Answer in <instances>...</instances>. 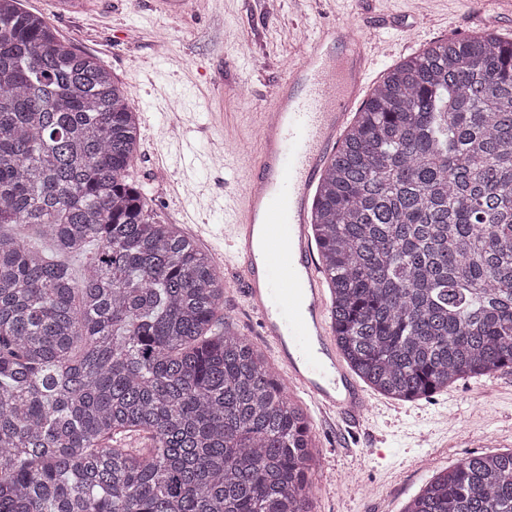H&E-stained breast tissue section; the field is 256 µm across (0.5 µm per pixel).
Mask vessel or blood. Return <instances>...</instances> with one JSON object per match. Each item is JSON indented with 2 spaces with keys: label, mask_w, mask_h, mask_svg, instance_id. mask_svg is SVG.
<instances>
[{
  "label": "vessel or blood",
  "mask_w": 512,
  "mask_h": 512,
  "mask_svg": "<svg viewBox=\"0 0 512 512\" xmlns=\"http://www.w3.org/2000/svg\"><path fill=\"white\" fill-rule=\"evenodd\" d=\"M181 18L193 0H151ZM373 57L342 26L317 28L258 115L259 147L245 195L225 210V268L239 274L248 308L277 348L289 381L313 403L359 420L370 406L328 341L329 313L308 235L310 194L354 109L363 104Z\"/></svg>",
  "instance_id": "obj_1"
}]
</instances>
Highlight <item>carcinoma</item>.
<instances>
[{
    "instance_id": "1",
    "label": "carcinoma",
    "mask_w": 512,
    "mask_h": 512,
    "mask_svg": "<svg viewBox=\"0 0 512 512\" xmlns=\"http://www.w3.org/2000/svg\"><path fill=\"white\" fill-rule=\"evenodd\" d=\"M139 140L111 71L0 0V512H310L306 413L223 321L213 258L127 181ZM310 229L371 388L413 401L512 369V40L389 69ZM404 512H512V450L460 459Z\"/></svg>"
}]
</instances>
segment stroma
<instances>
[{
  "label": "stroma",
  "mask_w": 512,
  "mask_h": 512,
  "mask_svg": "<svg viewBox=\"0 0 512 512\" xmlns=\"http://www.w3.org/2000/svg\"><path fill=\"white\" fill-rule=\"evenodd\" d=\"M57 37L101 60L140 114L141 139L130 179L143 186L157 218L196 237L220 224L225 192L243 195L247 164L226 178L214 164L179 161L182 132L226 113L215 139L227 155L255 153L256 112L300 55L309 32L342 24L371 42L388 69L427 42L491 30L512 39V19L478 23L483 0H196L182 19L164 17L149 0H87L84 11L61 12L57 0H22ZM191 203H184L187 191ZM224 319L276 362L260 334L236 274L224 275ZM374 409L348 425L325 416L299 392L320 466L313 476L312 512H403L432 477L470 453L512 450V370L457 381L431 398L397 401L375 390Z\"/></svg>",
  "instance_id": "stroma-1"
}]
</instances>
